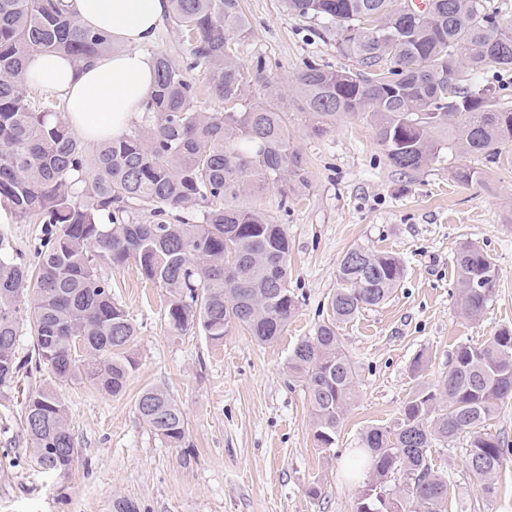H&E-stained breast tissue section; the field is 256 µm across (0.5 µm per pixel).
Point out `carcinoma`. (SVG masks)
Returning <instances> with one entry per match:
<instances>
[{
	"label": "carcinoma",
	"mask_w": 512,
	"mask_h": 512,
	"mask_svg": "<svg viewBox=\"0 0 512 512\" xmlns=\"http://www.w3.org/2000/svg\"><path fill=\"white\" fill-rule=\"evenodd\" d=\"M285 4L296 16L334 25L337 52L357 64L352 71L308 63L296 76V98L314 133L328 132L339 118H360L389 164L404 173L433 162L444 135L470 157L512 161V108L492 88L458 80L464 69L512 70V27L483 0H428L415 16L404 12L405 0ZM169 18L188 43L189 68L204 72L209 95L224 111L198 109L195 84L160 52L140 123L90 150L56 102L30 94L23 74L35 51L83 64L113 52L111 36L84 27L64 0H0V204L17 219L43 225L34 281L0 228V387L29 365L17 356V342L19 302L31 289L35 367L58 384L88 381L112 396L125 391L138 367L137 329L100 276L104 265L133 263L163 290L166 325L175 336L199 331L221 344L239 326L268 343L296 313L288 233L265 211L236 204L271 186L285 198L308 186L288 113L271 104L276 89L267 80L266 94L255 95L239 62L236 39L251 34L249 20L240 0H170ZM483 176L467 164L455 171L467 183ZM196 208L200 218L191 223L183 214ZM454 268L459 310L478 322L496 295V266L464 244ZM404 273L392 253L349 248L327 319L293 349L289 371L306 389L320 448L334 445L356 393V366L341 347L339 325L384 303ZM505 399H512V330L457 346L448 371L414 393L394 426L365 434L370 474L356 512H447L448 477L432 468L429 452L463 433L467 467L482 494L494 495L506 455L486 425ZM137 409L165 443L184 440L186 419L167 389H145ZM24 413L36 463L66 472L75 442L57 390L29 394ZM396 471L406 483L391 489Z\"/></svg>",
	"instance_id": "1"
}]
</instances>
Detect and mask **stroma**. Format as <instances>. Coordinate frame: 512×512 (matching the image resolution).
Wrapping results in <instances>:
<instances>
[{
    "label": "stroma",
    "instance_id": "1",
    "mask_svg": "<svg viewBox=\"0 0 512 512\" xmlns=\"http://www.w3.org/2000/svg\"><path fill=\"white\" fill-rule=\"evenodd\" d=\"M241 6L251 35L239 44V59L245 71L262 70L280 84L274 104L290 118L308 176L302 192L284 198L272 187L241 203L285 226L298 309L270 343L238 327L219 345L197 331L175 337L159 288L134 264L102 266L138 329V368L117 397L82 381L59 387L79 450L62 474L37 465L24 423L23 394L45 387L48 374L0 388V512H113L120 496L136 500L141 512H355L363 482L350 479L348 468L368 429L395 424L413 393L447 371L458 345L512 329V163L465 184L454 172L469 158L449 146L427 167L402 173L366 121L342 118L312 134L291 84L309 60L347 66L334 30L288 13L284 0ZM465 244L483 249L498 271L496 297L477 322L455 302L453 257ZM355 245L399 256L405 274L385 303L339 327L358 380L336 444L326 450L314 442L308 397L288 361L325 318L339 262ZM419 356L426 368L418 377L412 362ZM151 386L165 387L185 414L181 447L155 436L137 410L140 392ZM489 429L508 459L492 497H483L467 468L468 437L432 452L435 470L450 483L448 512H512V400L500 403ZM313 483L320 498L306 493Z\"/></svg>",
    "mask_w": 512,
    "mask_h": 512
}]
</instances>
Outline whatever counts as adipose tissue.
<instances>
[{
	"mask_svg": "<svg viewBox=\"0 0 512 512\" xmlns=\"http://www.w3.org/2000/svg\"><path fill=\"white\" fill-rule=\"evenodd\" d=\"M65 2L84 26L107 31L116 51L82 69L59 53H32L24 83L61 97L69 127L84 141L119 138L153 92L154 64L145 47L165 19L168 0Z\"/></svg>",
	"mask_w": 512,
	"mask_h": 512,
	"instance_id": "1",
	"label": "adipose tissue"
}]
</instances>
